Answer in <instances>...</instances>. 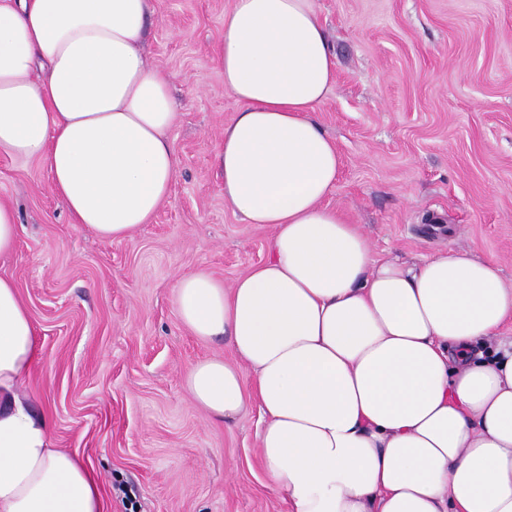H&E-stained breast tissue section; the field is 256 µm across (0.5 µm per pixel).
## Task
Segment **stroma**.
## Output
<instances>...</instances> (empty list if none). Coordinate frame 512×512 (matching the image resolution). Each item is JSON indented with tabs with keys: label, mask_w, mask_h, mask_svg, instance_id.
Wrapping results in <instances>:
<instances>
[{
	"label": "stroma",
	"mask_w": 512,
	"mask_h": 512,
	"mask_svg": "<svg viewBox=\"0 0 512 512\" xmlns=\"http://www.w3.org/2000/svg\"><path fill=\"white\" fill-rule=\"evenodd\" d=\"M232 0H150L148 63L173 78V191L116 241L73 223L47 166L0 155V203L18 245L0 258L42 356L23 389L55 447L97 476L106 512H291L269 488L257 401L218 422L183 373L233 360L229 340L180 322L173 285L203 270L230 284L268 256L271 230L224 201L217 153L239 105L215 56ZM336 81L315 117L341 173L328 198L380 258L445 250L498 262L512 283V0H315Z\"/></svg>",
	"instance_id": "obj_1"
}]
</instances>
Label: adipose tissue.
<instances>
[{
	"mask_svg": "<svg viewBox=\"0 0 512 512\" xmlns=\"http://www.w3.org/2000/svg\"><path fill=\"white\" fill-rule=\"evenodd\" d=\"M151 18L149 0H0V154L44 160L74 223L106 240L149 223L178 168L171 79L141 50ZM217 60L239 104L224 200L273 235L232 286L174 285L181 323L236 357L187 368L192 399L222 422L258 401L265 477L293 512H512V284L466 252L377 259L327 205L341 160L314 113L336 55L314 0H233ZM41 353L0 275V512H104L22 390Z\"/></svg>",
	"mask_w": 512,
	"mask_h": 512,
	"instance_id": "adipose-tissue-1",
	"label": "adipose tissue"
}]
</instances>
